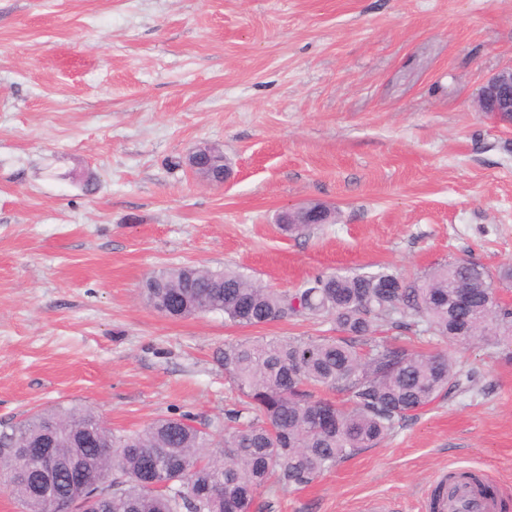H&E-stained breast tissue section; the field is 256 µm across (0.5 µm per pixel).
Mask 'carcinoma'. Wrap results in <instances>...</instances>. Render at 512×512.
I'll list each match as a JSON object with an SVG mask.
<instances>
[{
    "label": "carcinoma",
    "instance_id": "1",
    "mask_svg": "<svg viewBox=\"0 0 512 512\" xmlns=\"http://www.w3.org/2000/svg\"><path fill=\"white\" fill-rule=\"evenodd\" d=\"M488 269L449 260L408 280L388 271L322 274L294 291L256 284L235 270L172 267L148 276L142 296L158 312L222 313L241 327L298 317H327L336 335L243 338L224 343L214 359L235 392L224 420L203 431L185 414L142 430L116 433L90 409L36 410L0 432V490L24 512H44L38 466L22 444L52 432L62 470L54 489L66 502L100 496L99 512H253L261 491L305 486L345 459L375 448L436 399L477 384L443 353L415 352L399 338L380 340L389 325L467 347L512 348V305L495 297ZM320 391L343 396L342 402ZM87 432L95 443L79 447ZM224 434L217 444L214 433ZM152 455L155 485L143 475ZM89 474L74 492L68 470Z\"/></svg>",
    "mask_w": 512,
    "mask_h": 512
}]
</instances>
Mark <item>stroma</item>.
<instances>
[{
    "instance_id": "1",
    "label": "stroma",
    "mask_w": 512,
    "mask_h": 512,
    "mask_svg": "<svg viewBox=\"0 0 512 512\" xmlns=\"http://www.w3.org/2000/svg\"><path fill=\"white\" fill-rule=\"evenodd\" d=\"M508 65L512 0H0V430L51 406L125 431L217 420L224 342L334 333L167 317L140 298L163 268L283 291L336 270L512 266V124L475 108ZM206 142L222 185L183 164ZM309 203L334 223L281 233L278 213ZM414 346L479 387L253 512H423L450 467L512 499V359Z\"/></svg>"
}]
</instances>
